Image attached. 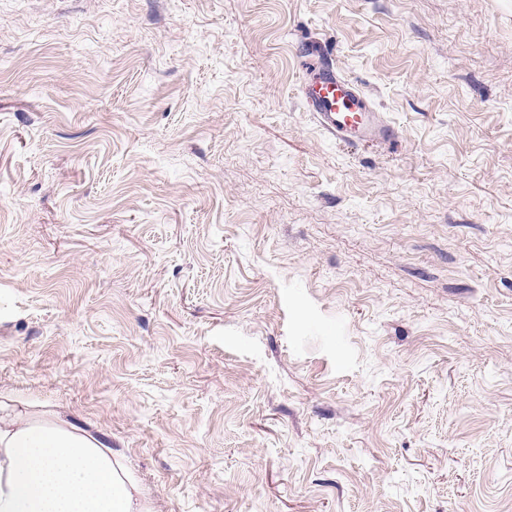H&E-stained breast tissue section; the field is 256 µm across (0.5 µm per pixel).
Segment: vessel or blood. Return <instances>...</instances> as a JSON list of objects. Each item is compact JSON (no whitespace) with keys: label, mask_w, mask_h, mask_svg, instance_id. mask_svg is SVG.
Here are the masks:
<instances>
[{"label":"vessel or blood","mask_w":512,"mask_h":512,"mask_svg":"<svg viewBox=\"0 0 512 512\" xmlns=\"http://www.w3.org/2000/svg\"><path fill=\"white\" fill-rule=\"evenodd\" d=\"M305 80L301 90L308 112L337 144L386 146L399 131L351 78L342 75L326 47L311 45L302 53Z\"/></svg>","instance_id":"vessel-or-blood-1"}]
</instances>
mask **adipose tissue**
I'll use <instances>...</instances> for the list:
<instances>
[{"label":"adipose tissue","mask_w":512,"mask_h":512,"mask_svg":"<svg viewBox=\"0 0 512 512\" xmlns=\"http://www.w3.org/2000/svg\"><path fill=\"white\" fill-rule=\"evenodd\" d=\"M0 512H151L135 476L96 436L0 401Z\"/></svg>","instance_id":"1"}]
</instances>
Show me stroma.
Returning a JSON list of instances; mask_svg holds the SVG:
<instances>
[{"mask_svg": "<svg viewBox=\"0 0 512 512\" xmlns=\"http://www.w3.org/2000/svg\"><path fill=\"white\" fill-rule=\"evenodd\" d=\"M0 393L152 512H512V0H0ZM305 80L301 90L319 127L345 147L386 146L399 130L351 78L342 75L325 46L311 45L302 53Z\"/></svg>", "mask_w": 512, "mask_h": 512, "instance_id": "obj_1", "label": "stroma"}]
</instances>
